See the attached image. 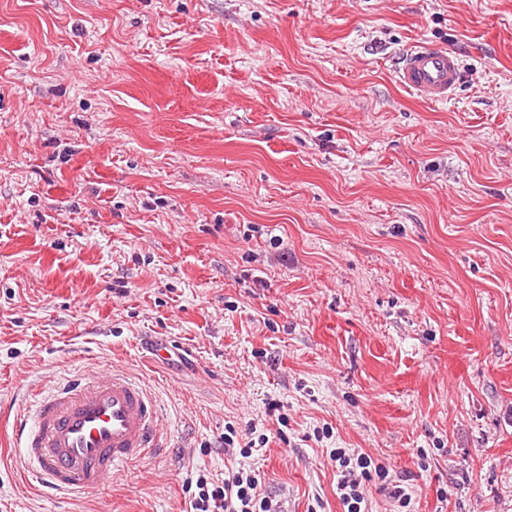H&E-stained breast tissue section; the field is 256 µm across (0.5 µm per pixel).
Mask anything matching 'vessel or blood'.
<instances>
[{
    "label": "vessel or blood",
    "mask_w": 512,
    "mask_h": 512,
    "mask_svg": "<svg viewBox=\"0 0 512 512\" xmlns=\"http://www.w3.org/2000/svg\"><path fill=\"white\" fill-rule=\"evenodd\" d=\"M397 76L407 91L443 103L462 79V64L453 51L425 44L403 56ZM159 420L158 405L141 382L119 370H83L28 395L13 432L28 479L68 494L101 487L157 447Z\"/></svg>",
    "instance_id": "obj_1"
}]
</instances>
